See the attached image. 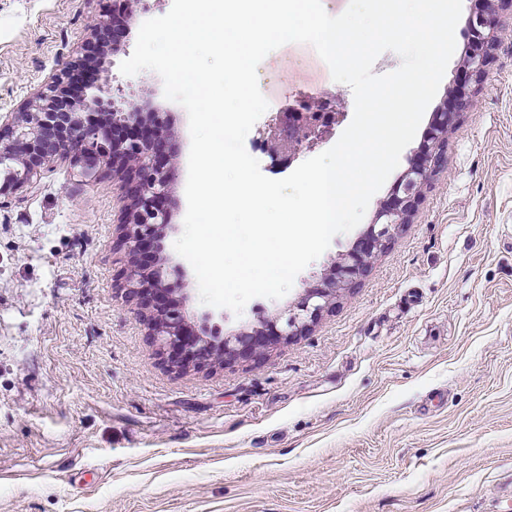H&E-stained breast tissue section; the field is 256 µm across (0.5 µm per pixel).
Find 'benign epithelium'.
<instances>
[{
  "instance_id": "7a95c632",
  "label": "benign epithelium",
  "mask_w": 512,
  "mask_h": 512,
  "mask_svg": "<svg viewBox=\"0 0 512 512\" xmlns=\"http://www.w3.org/2000/svg\"><path fill=\"white\" fill-rule=\"evenodd\" d=\"M503 5L511 6L512 0H485L483 9L467 19L472 39L465 73L475 83L490 64L499 38L497 12ZM136 21L132 0H105V10L91 24L80 55L0 118V209L10 207L18 193L37 190L41 173L59 159L69 161L76 175L88 181L112 175L121 183L126 201L116 239V249L130 257L120 273L122 290L126 301L139 307L148 336L167 366L179 372L256 363L276 343L307 335L343 295L359 287L373 260L387 252L395 234L411 222L424 188L443 171L448 132L471 101L460 96L432 113L415 157L347 252L286 309L220 338L216 352L212 344L218 327L211 324V314H202L197 328L188 326L183 305L191 299V288L184 272L176 270L171 282L162 265L148 271L137 262L173 227L176 165L169 121L157 112L142 111L132 100L114 97L108 79L100 76L108 52L123 48ZM331 111L333 106L322 99L300 103L271 136L274 151L301 150L315 134L321 113Z\"/></svg>"
}]
</instances>
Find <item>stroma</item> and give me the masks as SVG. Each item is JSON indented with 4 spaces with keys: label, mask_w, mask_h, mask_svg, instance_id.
<instances>
[{
    "label": "stroma",
    "mask_w": 512,
    "mask_h": 512,
    "mask_svg": "<svg viewBox=\"0 0 512 512\" xmlns=\"http://www.w3.org/2000/svg\"><path fill=\"white\" fill-rule=\"evenodd\" d=\"M100 0H0V113L76 57ZM481 83L456 49L429 111L450 90L473 104L449 132L446 168L410 224L308 335L258 364L167 368L117 278L122 191L78 181L68 161L38 192L0 209V512H512V8ZM128 37L110 57L112 87L175 131L174 227L165 267L194 271L174 250L184 229L190 150L186 110L150 70L123 75ZM265 137L301 97L335 95L333 132L299 156H259L281 179L339 139L351 88L308 54L282 61ZM363 233L336 235L287 295L242 315L192 298L224 333L286 308Z\"/></svg>",
    "instance_id": "1"
}]
</instances>
